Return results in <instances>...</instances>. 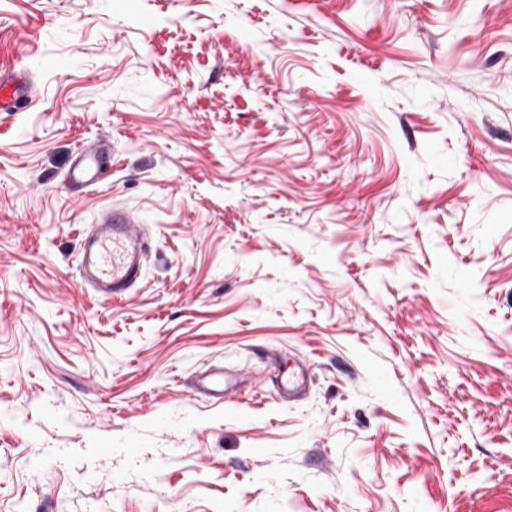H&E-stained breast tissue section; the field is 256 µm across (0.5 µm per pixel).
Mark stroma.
<instances>
[{
	"label": "stroma",
	"instance_id": "1",
	"mask_svg": "<svg viewBox=\"0 0 512 512\" xmlns=\"http://www.w3.org/2000/svg\"><path fill=\"white\" fill-rule=\"evenodd\" d=\"M15 63L0 512H512V0H0ZM33 96L34 87L24 67L0 69V112H21ZM114 153V143L98 139L76 149L75 159L68 170V181L75 193L93 188L105 178L103 172L109 167ZM147 249V226L133 212L103 209L81 237L78 278L105 299L123 297L141 280Z\"/></svg>",
	"mask_w": 512,
	"mask_h": 512
}]
</instances>
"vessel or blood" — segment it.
I'll use <instances>...</instances> for the list:
<instances>
[{"instance_id": "b4317fda", "label": "vessel or blood", "mask_w": 512, "mask_h": 512, "mask_svg": "<svg viewBox=\"0 0 512 512\" xmlns=\"http://www.w3.org/2000/svg\"><path fill=\"white\" fill-rule=\"evenodd\" d=\"M33 96L24 67L0 69V112L21 111ZM113 149L110 140L103 138L77 148L68 170L75 192L104 180ZM147 249V227L133 212L118 206L103 209L81 237L77 275L105 299L123 297L141 280Z\"/></svg>"}]
</instances>
